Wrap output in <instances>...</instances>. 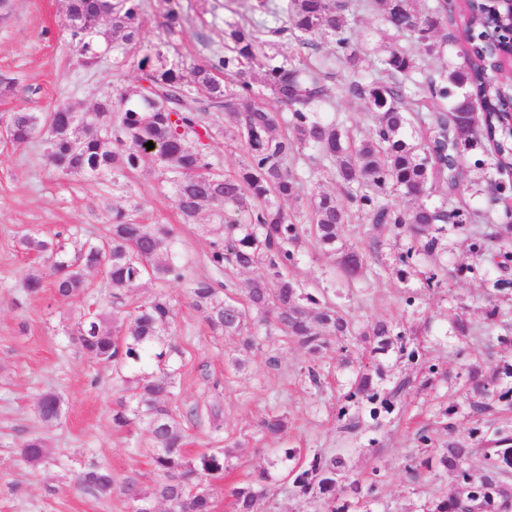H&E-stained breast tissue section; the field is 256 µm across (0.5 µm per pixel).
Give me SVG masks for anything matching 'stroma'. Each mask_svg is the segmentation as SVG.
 <instances>
[{
	"mask_svg": "<svg viewBox=\"0 0 512 512\" xmlns=\"http://www.w3.org/2000/svg\"><path fill=\"white\" fill-rule=\"evenodd\" d=\"M187 17L182 29L168 31L162 24L160 0H144L142 39L127 46L115 42L98 64L81 65L70 32L64 26L60 0H8L0 9V73L14 78L11 91L0 94V116L11 112L52 111L60 101L85 112L104 94L139 84V60L154 46H164L185 68L212 63L224 51V30L236 22L239 0H176ZM381 17L365 12L350 32L353 45L373 61L385 49ZM125 65L114 71V57ZM41 137L15 147L0 141V512H129L120 492L128 480L142 487L155 485L151 447L144 425L126 430L112 426V411L121 396V384L111 367L88 360L69 340L71 321L87 310L88 301L76 296L60 301L52 289L27 296L21 279L42 261L25 253L23 234L50 237L70 229L94 239L105 230L113 208L136 209L147 224H167L173 246L188 263L191 277L209 275L210 235L197 225L182 223L167 189L155 172L140 170L112 179L95 175L69 176L50 167L43 156ZM462 186L454 204L467 216L489 215L506 221L505 204L492 203L475 183L479 172L467 152ZM440 246L423 268L438 275L429 284L418 275L400 276L402 259L410 245L407 234L386 237L377 256L368 258L367 274L347 282L335 274L332 257L302 245L292 268L306 291L323 289L355 323L357 333L333 341L321 353H310L299 343L280 336H261L250 351L237 339L213 334L178 284L159 287L148 282L137 289L145 299L165 290L176 305L180 353L179 411L194 407L198 419L183 421L188 456L213 448L224 449L230 468L222 490L214 494L215 512H231L225 487L238 485L270 469L279 448H307L330 456L342 454L346 475L338 479L336 494L350 498L349 482L380 468L377 512H427L433 501L457 494L453 472L412 475L408 467L417 456V433L427 429L436 448L455 440L468 443L473 428L512 423V407L495 404L482 416L470 413L464 381L470 367L480 369L487 382L511 383L503 374L512 365V291L490 295L488 281L500 277L489 254L468 248L467 232L452 225L439 231ZM500 308L488 319L489 304ZM385 318L403 334L402 347L376 355L377 383L389 389L407 378L412 388L396 400L394 410L378 426L345 431L337 419L349 383L359 367L364 343L360 336L376 319ZM465 320L470 335L458 340L452 325ZM418 358H409V351ZM243 361L234 368L232 358ZM440 367V376L426 380L423 363ZM319 368L321 386L307 377L308 367ZM47 393L63 401L60 419L41 421L37 402ZM453 417H444L445 409ZM269 411L287 415L288 431L280 438L265 435L261 417ZM45 438L48 457L33 466L20 454L29 436ZM94 467L111 470L116 492L100 499L79 488L77 479ZM317 494L299 497L286 480L273 483L269 498L257 512H316Z\"/></svg>",
	"mask_w": 512,
	"mask_h": 512,
	"instance_id": "35a3bbf8",
	"label": "stroma"
}]
</instances>
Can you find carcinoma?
<instances>
[{
    "label": "carcinoma",
    "mask_w": 512,
    "mask_h": 512,
    "mask_svg": "<svg viewBox=\"0 0 512 512\" xmlns=\"http://www.w3.org/2000/svg\"><path fill=\"white\" fill-rule=\"evenodd\" d=\"M63 7L66 27L86 67L96 65L102 48L115 35L127 44L140 40L142 0H119L110 12L104 11L102 0H63ZM370 8L380 13L393 36L411 42L409 48L392 42L372 66L364 64L349 37L351 25ZM266 10L267 0H249L241 21L224 30V55L216 64L187 71L183 63L155 48L139 62L147 85L129 87L116 99L104 97L91 112H76L60 103L45 116L13 112L6 119L17 145L45 133L47 162L67 175L125 176L143 167L153 169L171 188L183 223L197 224L204 233L214 229L201 223L202 217L212 205L224 206L220 234L210 242L207 255L213 275L204 278L187 275V266L172 250L169 225L143 224L123 208L112 209L111 224L95 242L70 245L60 233L52 238L27 233L20 238L26 253L50 260L48 272L25 274L29 296L45 288L54 289L61 300L89 295L88 273L105 270L110 284L106 307L79 314L70 334L89 360L112 366L123 384L113 427L142 423L148 431L159 480L150 490L128 481L123 494L128 498L136 491L150 507L176 502L180 512H213L212 482L223 479L229 465L222 448L194 457L184 451V430L173 408L177 380L168 368L170 356L180 353L174 305L163 292L133 300L134 288L143 279L183 284L212 332L239 337L246 351L254 347L262 329L267 336H285L318 353L332 340L353 335L354 323L325 296L305 291L290 275L295 249L303 239L335 256L336 272L346 281L367 272V253L378 252L382 238L392 231L413 238L409 252L434 254L438 225L464 227L462 212L447 204L400 207L391 196L420 197L433 187L454 196L463 170L459 159L484 142L489 151L473 163L483 173L481 190L490 195L509 191L493 174L512 170V120L497 96L491 57L484 51L491 42L512 41V27L498 17L492 0H469L457 14L448 13V0H432L424 15L414 0H288L286 26L272 34L291 33L306 52L281 63L273 56L258 60L265 41L260 38L263 25L255 16ZM161 17L170 32L185 23L183 12L171 4ZM445 26L449 33L439 35ZM317 35L334 37L333 56L314 57ZM450 43L463 45L461 62L431 70L429 63ZM217 70L224 79L215 75ZM335 98L363 101L372 113L373 135L359 138L345 123L321 116ZM214 109L224 113L225 140L244 151V160L232 171L221 170L205 150L204 140L215 129ZM414 126L425 132L420 142L408 138L407 130ZM149 141L154 143L151 150L145 146ZM302 157L308 170L330 177L340 192L358 203L362 220L372 227L364 247L336 246L340 227L350 223L352 215L334 192L308 199L303 224L283 208L298 196ZM492 240L508 245L512 224L487 223L472 251H486ZM257 266L266 274L244 282L232 277L234 271ZM364 335L374 352L399 340L384 319L372 323ZM146 358L158 371L128 379L125 370ZM467 384L469 407L476 413L488 410L490 388L477 371L470 372ZM407 387L408 382L400 381L382 396L364 366L345 395L347 404L339 408L338 420L350 431L375 423L391 412L393 401ZM59 402L55 394L43 395L37 406L39 418L55 421ZM352 404L357 407L354 413ZM261 427L269 435H281L287 417L268 413ZM474 436L487 447L484 474L461 467L472 449L455 442L432 449L424 429L418 441L425 450L413 471L453 470L458 484L468 488L466 505L474 512H512V490L503 480L512 469V430L502 427L490 437L476 431ZM47 454L39 435L21 444L22 457L32 465L43 462ZM278 461L301 494L319 491L322 512H374L377 470L366 483H350L355 502L340 503L336 476L345 471L343 456L282 448ZM78 483L103 498L112 496L115 485L112 472L99 467L82 473ZM270 492L265 475L227 490L232 512H256L257 503Z\"/></svg>",
    "instance_id": "1"
}]
</instances>
